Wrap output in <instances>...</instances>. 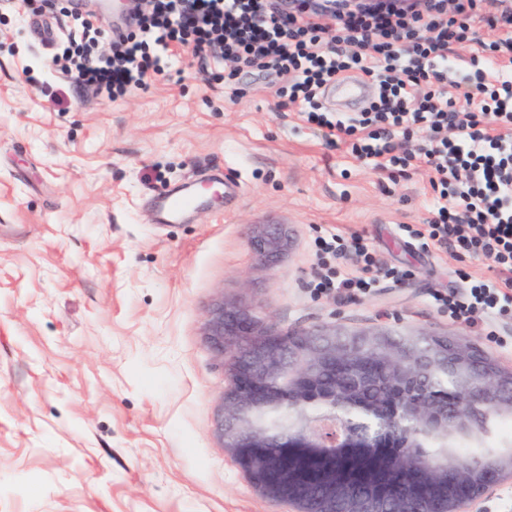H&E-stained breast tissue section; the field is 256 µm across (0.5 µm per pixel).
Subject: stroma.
Here are the masks:
<instances>
[{
	"label": "stroma",
	"mask_w": 512,
	"mask_h": 512,
	"mask_svg": "<svg viewBox=\"0 0 512 512\" xmlns=\"http://www.w3.org/2000/svg\"><path fill=\"white\" fill-rule=\"evenodd\" d=\"M79 16L106 24L97 0H0V512H291L214 434L230 378L203 327L221 295L279 330L448 333L512 369L481 319L437 309L489 262L410 236L426 171L388 180L279 107L277 80L215 81L185 50L147 89L97 96L54 65ZM227 174L233 196L152 220L161 194ZM267 220L294 241L269 268L248 245ZM336 232L410 277L315 294L312 240Z\"/></svg>",
	"instance_id": "35a3bbf8"
}]
</instances>
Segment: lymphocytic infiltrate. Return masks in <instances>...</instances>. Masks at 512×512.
<instances>
[{
	"mask_svg": "<svg viewBox=\"0 0 512 512\" xmlns=\"http://www.w3.org/2000/svg\"><path fill=\"white\" fill-rule=\"evenodd\" d=\"M336 8L278 17L271 0H148L137 34L114 35L112 55L93 52L102 35L77 23L55 60L71 83L109 99L143 89L170 53L190 49L229 66L225 79L250 69L284 82L290 104H310L309 123L326 146L347 148L381 173L425 168L431 216L411 235L421 246L452 247L489 259L487 276H466L461 290L435 294L450 319L482 315L486 335L502 348L501 322L512 321V0H335ZM473 46L469 68L456 75L458 45ZM374 84L369 107L330 120L317 101L348 73ZM315 293H367L406 269L377 265L363 234L313 241ZM355 257L343 271L339 262Z\"/></svg>",
	"mask_w": 512,
	"mask_h": 512,
	"instance_id": "f902f5d3",
	"label": "lymphocytic infiltrate"
}]
</instances>
